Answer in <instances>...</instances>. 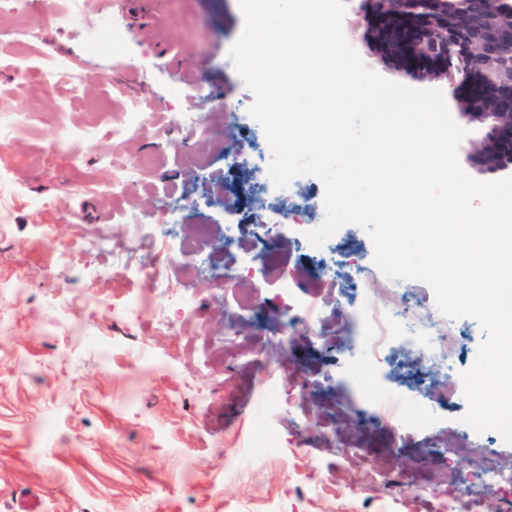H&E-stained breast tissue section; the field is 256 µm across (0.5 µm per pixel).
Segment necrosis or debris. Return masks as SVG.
<instances>
[{"instance_id":"obj_1","label":"necrosis or debris","mask_w":512,"mask_h":512,"mask_svg":"<svg viewBox=\"0 0 512 512\" xmlns=\"http://www.w3.org/2000/svg\"><path fill=\"white\" fill-rule=\"evenodd\" d=\"M271 150L265 138L247 141L240 146L224 145V166L255 176L263 191L275 198L274 206L255 213L253 224L257 243L241 247L234 217H227L224 246L235 256L231 278L225 280L228 288L236 287L239 276L260 268L263 274L277 282L286 295L283 315L288 334L286 344L301 338L318 340L322 337L321 309L317 299L330 287L337 264L347 261V251L338 249L336 238L327 239L322 246L309 247L312 260L309 276L304 279L286 276L285 259L279 254L277 242L293 233L296 211L304 209V202L290 198L287 189L276 188L268 175ZM415 283L411 280L385 277L377 266L353 264L351 288L347 301L341 302L342 326L333 339L339 353L349 360L347 368L356 382H363L372 369L386 362L392 348L403 347L407 371L416 379L412 404L423 406L434 402L448 404L447 395L428 387L430 368L435 364L453 366L454 355L449 351L441 330V319H420L411 298ZM369 430L387 431L405 435L411 425L407 406L400 399L370 394ZM448 453L451 457L481 458L483 466L476 475L479 494L485 498H499L501 491L512 490V470L503 469L496 458L477 438L446 430Z\"/></svg>"}]
</instances>
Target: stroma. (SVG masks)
Segmentation results:
<instances>
[{"label":"stroma","mask_w":512,"mask_h":512,"mask_svg":"<svg viewBox=\"0 0 512 512\" xmlns=\"http://www.w3.org/2000/svg\"><path fill=\"white\" fill-rule=\"evenodd\" d=\"M39 2L30 26L0 8V101L9 104L0 127L11 138L0 151L9 188L0 192V512L31 492L43 512H436L451 467L463 477L459 493L471 494L480 459L448 461L423 429L390 455L305 445L304 415L337 426L344 412L349 423L338 433L356 438L364 392L411 390L403 351L362 386L337 381L335 352L306 342L281 352L271 329L282 299L260 271L239 281L251 306L224 291V212L249 221L255 193L252 178L225 170L224 143L259 134L226 126L215 105L253 98L229 58L244 24L238 0H161L155 20L139 0H103L104 10H84L76 28L61 21L70 0ZM104 11L130 32L121 57L89 49L111 38ZM63 57L74 73L44 86L42 74ZM21 62L30 72L23 90L14 81ZM177 79L191 89L178 103L167 95ZM131 102L146 129L113 138ZM178 106L196 112L195 129L169 127ZM65 133L75 137L72 150L49 154ZM143 155L149 169L113 189L123 165ZM228 180L234 192H225ZM187 191L212 197L211 206L185 209L159 253L137 251L140 270L124 267L144 224ZM102 235L112 251L91 245L68 262L74 240ZM155 266L166 294L140 274ZM141 296L154 297L157 322L134 320ZM447 333L459 359L454 369L432 368L429 381L457 395L450 406L423 408L436 426L466 414L460 374L485 338L464 319ZM299 387L303 414L282 400Z\"/></svg>","instance_id":"1"}]
</instances>
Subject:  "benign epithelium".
Returning a JSON list of instances; mask_svg holds the SVG:
<instances>
[{
  "instance_id": "benign-epithelium-1",
  "label": "benign epithelium",
  "mask_w": 512,
  "mask_h": 512,
  "mask_svg": "<svg viewBox=\"0 0 512 512\" xmlns=\"http://www.w3.org/2000/svg\"><path fill=\"white\" fill-rule=\"evenodd\" d=\"M355 29L381 57L419 82L448 80L458 118L483 134L467 160L482 181L512 172V81L485 78L487 62L512 70V28L473 17L469 0H359Z\"/></svg>"
}]
</instances>
